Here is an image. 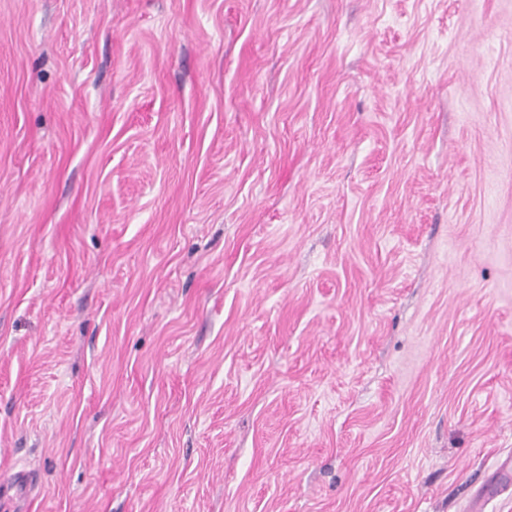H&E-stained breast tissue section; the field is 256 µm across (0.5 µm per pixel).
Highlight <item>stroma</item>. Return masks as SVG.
<instances>
[{"mask_svg": "<svg viewBox=\"0 0 512 512\" xmlns=\"http://www.w3.org/2000/svg\"><path fill=\"white\" fill-rule=\"evenodd\" d=\"M512 457V0H0L15 512H468Z\"/></svg>", "mask_w": 512, "mask_h": 512, "instance_id": "35a3bbf8", "label": "stroma"}]
</instances>
